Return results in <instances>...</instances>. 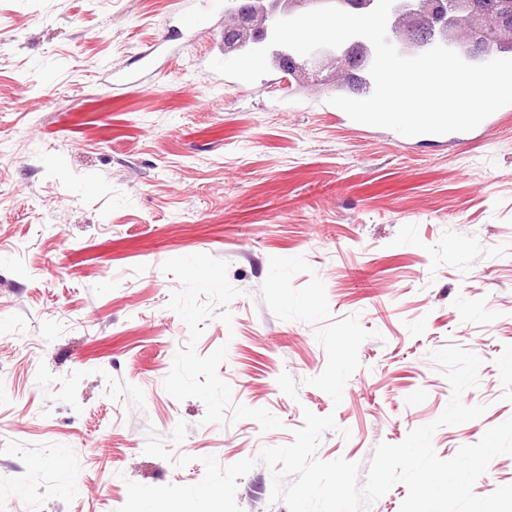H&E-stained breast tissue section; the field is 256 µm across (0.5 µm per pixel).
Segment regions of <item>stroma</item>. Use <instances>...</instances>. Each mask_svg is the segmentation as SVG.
I'll use <instances>...</instances> for the list:
<instances>
[{"instance_id": "stroma-1", "label": "stroma", "mask_w": 512, "mask_h": 512, "mask_svg": "<svg viewBox=\"0 0 512 512\" xmlns=\"http://www.w3.org/2000/svg\"><path fill=\"white\" fill-rule=\"evenodd\" d=\"M227 14L0 0V512H118L307 410L337 423L319 459L368 467L444 410L449 345L487 410L437 456L512 418V121L455 147L340 123L310 79L211 71ZM271 487L240 478L242 512H288Z\"/></svg>"}]
</instances>
